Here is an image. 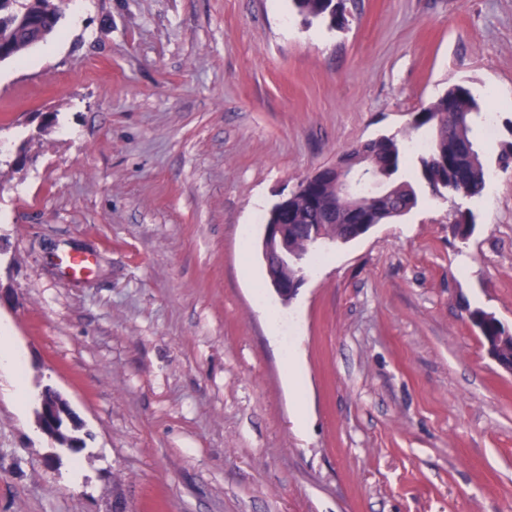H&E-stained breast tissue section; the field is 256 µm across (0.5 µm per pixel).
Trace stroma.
<instances>
[{"mask_svg":"<svg viewBox=\"0 0 512 512\" xmlns=\"http://www.w3.org/2000/svg\"><path fill=\"white\" fill-rule=\"evenodd\" d=\"M65 0L0 64V512H512V170L332 247L291 303L280 196L456 84L511 134L512 0ZM91 255L67 274L51 255ZM300 350V381L288 351ZM52 387L78 452L35 424ZM298 15L310 23L317 21L328 29L341 28L344 24L343 9L346 6L340 0H290ZM469 313L471 318L477 315L487 316L482 321V329L479 330V334L483 343L485 344L486 351L488 355L491 357V359H493L502 370L509 374H512V355L511 357L505 356L497 348L488 343H496L498 348L501 349L503 352L511 354L512 334L503 335L504 327L502 323L497 318L481 309H475L470 311ZM22 364V355L12 347L7 329L0 325V371L5 370L17 376Z\"/></svg>","mask_w":512,"mask_h":512,"instance_id":"35a3bbf8","label":"stroma"}]
</instances>
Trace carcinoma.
Instances as JSON below:
<instances>
[{
	"instance_id": "obj_1",
	"label": "carcinoma",
	"mask_w": 512,
	"mask_h": 512,
	"mask_svg": "<svg viewBox=\"0 0 512 512\" xmlns=\"http://www.w3.org/2000/svg\"><path fill=\"white\" fill-rule=\"evenodd\" d=\"M44 6L38 27L30 28L23 21L25 14ZM63 0H13L10 7H0V54L11 60L47 41L56 33L62 15ZM298 15L309 22L317 21L329 29L344 24L342 0H291ZM423 111L426 117L416 121L400 137L379 136L367 146L370 161L387 170L388 196L380 203L355 215L336 192L334 183L316 177L305 193L296 197L291 233L292 251L306 257L305 266L322 258V248L315 245L307 232L309 224L326 223L325 211L336 208V238L356 236L361 224H385L414 209L419 202L420 188L425 187L435 198L451 203L448 219L456 236L464 239L470 232V222L457 213L454 205L461 195L479 194L486 182L489 165L479 147L476 131L496 118L472 91L454 85L444 95L431 102ZM486 315L479 330L483 343L492 342L506 353H512V334H504L502 323L481 309L470 316Z\"/></svg>"
}]
</instances>
